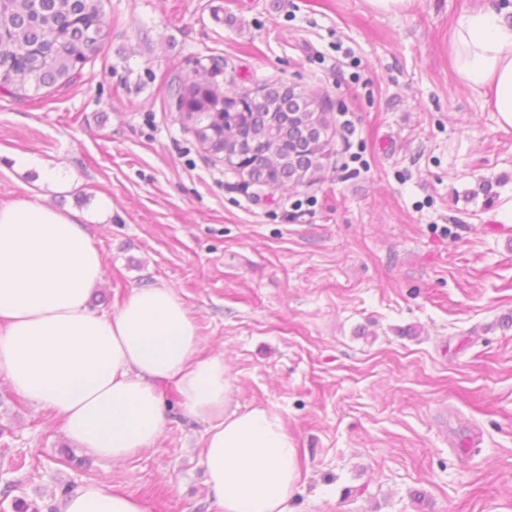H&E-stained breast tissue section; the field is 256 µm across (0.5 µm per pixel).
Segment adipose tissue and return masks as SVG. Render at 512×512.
Wrapping results in <instances>:
<instances>
[{"mask_svg":"<svg viewBox=\"0 0 512 512\" xmlns=\"http://www.w3.org/2000/svg\"><path fill=\"white\" fill-rule=\"evenodd\" d=\"M448 54L460 84L485 93L511 128L512 9L464 10ZM104 274L81 213L37 199L0 206V381L51 410L70 442L112 462L156 444L165 431L157 384L176 382L187 414L206 426L201 461L215 512H291L299 453L280 413L240 410L223 352L200 357L197 321L171 288H138L111 312H91ZM59 509L150 512L95 480Z\"/></svg>","mask_w":512,"mask_h":512,"instance_id":"obj_1","label":"adipose tissue"}]
</instances>
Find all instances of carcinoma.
Segmentation results:
<instances>
[{"label":"carcinoma","mask_w":512,"mask_h":512,"mask_svg":"<svg viewBox=\"0 0 512 512\" xmlns=\"http://www.w3.org/2000/svg\"><path fill=\"white\" fill-rule=\"evenodd\" d=\"M104 28L101 0H0V94L22 101L32 91L73 84L98 53ZM168 97L206 157L220 159L240 140L252 142L243 188L320 181L299 179L313 166L323 170L316 156L332 153L331 141L320 142L310 126L302 95L272 83L240 96L205 77L178 75ZM226 102L240 103L236 115L224 112Z\"/></svg>","instance_id":"cac0c4a2"}]
</instances>
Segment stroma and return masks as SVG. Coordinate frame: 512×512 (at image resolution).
<instances>
[{
	"instance_id": "obj_1",
	"label": "stroma",
	"mask_w": 512,
	"mask_h": 512,
	"mask_svg": "<svg viewBox=\"0 0 512 512\" xmlns=\"http://www.w3.org/2000/svg\"><path fill=\"white\" fill-rule=\"evenodd\" d=\"M472 2L102 0V48L75 84L0 95V206L42 195L86 215L105 257L94 311L174 290L236 403L282 413L293 512H512V223L495 220L512 128L452 70L448 30ZM217 58L221 88L327 98L320 182L245 190L205 158L167 88ZM159 390L164 435L113 463L0 381V512H58L63 488L93 480L152 512H210L205 426L175 383Z\"/></svg>"
}]
</instances>
